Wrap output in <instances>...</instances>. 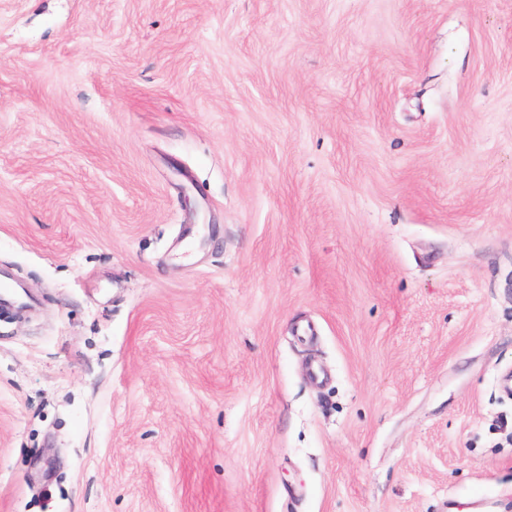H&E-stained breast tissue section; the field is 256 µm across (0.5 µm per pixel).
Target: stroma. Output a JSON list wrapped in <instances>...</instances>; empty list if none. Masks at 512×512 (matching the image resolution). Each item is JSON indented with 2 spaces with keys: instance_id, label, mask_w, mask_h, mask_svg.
Returning a JSON list of instances; mask_svg holds the SVG:
<instances>
[{
  "instance_id": "obj_1",
  "label": "stroma",
  "mask_w": 512,
  "mask_h": 512,
  "mask_svg": "<svg viewBox=\"0 0 512 512\" xmlns=\"http://www.w3.org/2000/svg\"><path fill=\"white\" fill-rule=\"evenodd\" d=\"M0 274V512H507L512 0H0Z\"/></svg>"
}]
</instances>
